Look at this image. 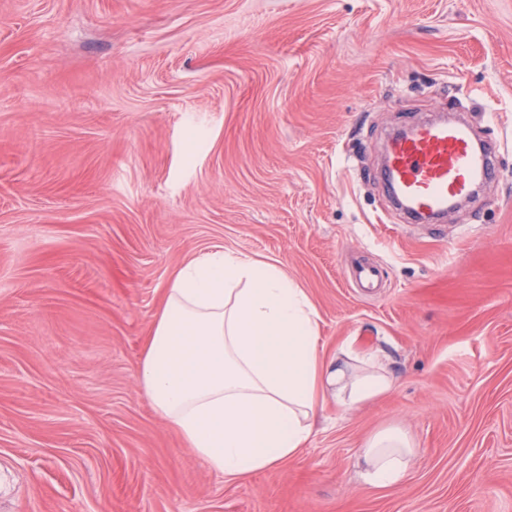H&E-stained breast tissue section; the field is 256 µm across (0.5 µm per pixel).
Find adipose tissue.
<instances>
[{
	"mask_svg": "<svg viewBox=\"0 0 512 512\" xmlns=\"http://www.w3.org/2000/svg\"><path fill=\"white\" fill-rule=\"evenodd\" d=\"M322 357L316 308L277 264L224 250L177 268L154 316L137 380L153 407L212 472L268 471L308 441L326 396L354 408L394 386L374 358ZM412 444L384 430L365 444L361 479L401 482Z\"/></svg>",
	"mask_w": 512,
	"mask_h": 512,
	"instance_id": "adipose-tissue-1",
	"label": "adipose tissue"
}]
</instances>
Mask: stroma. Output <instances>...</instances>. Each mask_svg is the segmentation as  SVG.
Masks as SVG:
<instances>
[{
	"label": "stroma",
	"instance_id": "35a3bbf8",
	"mask_svg": "<svg viewBox=\"0 0 512 512\" xmlns=\"http://www.w3.org/2000/svg\"><path fill=\"white\" fill-rule=\"evenodd\" d=\"M460 102L500 183L407 224L387 140ZM215 248L395 379L233 482L137 381L172 272ZM388 428L408 473L372 486ZM0 512H512V0H0ZM353 278L359 288L368 290L379 288L382 282L381 270L374 265H358L354 267ZM412 448L410 440L399 430H384L373 435L360 455L361 479L373 486L401 482L407 473Z\"/></svg>",
	"mask_w": 512,
	"mask_h": 512
}]
</instances>
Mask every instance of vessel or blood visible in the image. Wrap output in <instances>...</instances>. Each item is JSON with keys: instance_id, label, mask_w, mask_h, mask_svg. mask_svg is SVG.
<instances>
[{"instance_id": "vessel-or-blood-1", "label": "vessel or blood", "mask_w": 512, "mask_h": 512, "mask_svg": "<svg viewBox=\"0 0 512 512\" xmlns=\"http://www.w3.org/2000/svg\"><path fill=\"white\" fill-rule=\"evenodd\" d=\"M384 175L406 201L407 220L438 221L449 201L474 199L476 184L498 180L499 147L463 116L428 121L407 136L391 138Z\"/></svg>"}]
</instances>
